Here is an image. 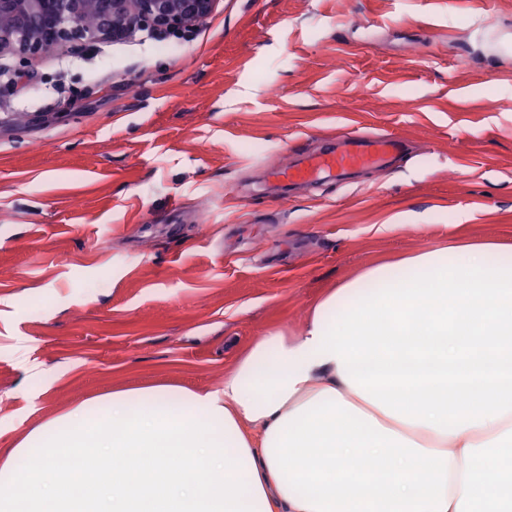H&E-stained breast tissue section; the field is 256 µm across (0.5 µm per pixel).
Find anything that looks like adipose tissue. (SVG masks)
Masks as SVG:
<instances>
[{"mask_svg": "<svg viewBox=\"0 0 512 512\" xmlns=\"http://www.w3.org/2000/svg\"><path fill=\"white\" fill-rule=\"evenodd\" d=\"M0 512H512V243L367 267L220 390L83 401L0 458Z\"/></svg>", "mask_w": 512, "mask_h": 512, "instance_id": "obj_1", "label": "adipose tissue"}]
</instances>
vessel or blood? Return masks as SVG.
Instances as JSON below:
<instances>
[{"mask_svg":"<svg viewBox=\"0 0 512 512\" xmlns=\"http://www.w3.org/2000/svg\"><path fill=\"white\" fill-rule=\"evenodd\" d=\"M400 151L401 145L394 138H353L306 155L295 167L271 169L269 175L288 181L318 179L341 182L351 171L371 166L382 156Z\"/></svg>","mask_w":512,"mask_h":512,"instance_id":"vessel-or-blood-1","label":"vessel or blood"}]
</instances>
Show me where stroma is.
<instances>
[{"instance_id": "1", "label": "stroma", "mask_w": 512, "mask_h": 512, "mask_svg": "<svg viewBox=\"0 0 512 512\" xmlns=\"http://www.w3.org/2000/svg\"><path fill=\"white\" fill-rule=\"evenodd\" d=\"M204 26L52 48L21 88L4 59L1 451L115 389H220L366 267L512 240V52L484 46L512 0H218ZM359 132L410 155L268 176Z\"/></svg>"}]
</instances>
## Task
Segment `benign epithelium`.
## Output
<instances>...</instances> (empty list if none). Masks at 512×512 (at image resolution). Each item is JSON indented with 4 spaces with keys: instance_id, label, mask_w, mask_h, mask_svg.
<instances>
[{
    "instance_id": "benign-epithelium-1",
    "label": "benign epithelium",
    "mask_w": 512,
    "mask_h": 512,
    "mask_svg": "<svg viewBox=\"0 0 512 512\" xmlns=\"http://www.w3.org/2000/svg\"><path fill=\"white\" fill-rule=\"evenodd\" d=\"M217 0H0V54L23 63L50 46L98 37L126 42L136 31L169 32L202 24Z\"/></svg>"
}]
</instances>
